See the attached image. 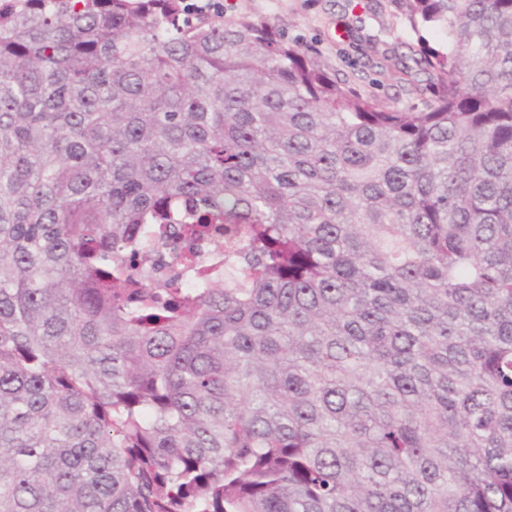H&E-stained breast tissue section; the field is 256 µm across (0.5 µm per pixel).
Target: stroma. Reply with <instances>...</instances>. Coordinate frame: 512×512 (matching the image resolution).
<instances>
[{
	"label": "stroma",
	"mask_w": 512,
	"mask_h": 512,
	"mask_svg": "<svg viewBox=\"0 0 512 512\" xmlns=\"http://www.w3.org/2000/svg\"><path fill=\"white\" fill-rule=\"evenodd\" d=\"M247 14L271 22L299 42L329 73L347 78L387 106H422L431 92L426 74L401 76L393 65L410 63L421 44L438 46L433 33L417 39L391 14L388 0H219L213 19ZM351 23L344 36L337 29Z\"/></svg>",
	"instance_id": "35a3bbf8"
}]
</instances>
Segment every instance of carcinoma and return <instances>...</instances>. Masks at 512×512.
<instances>
[{
  "mask_svg": "<svg viewBox=\"0 0 512 512\" xmlns=\"http://www.w3.org/2000/svg\"><path fill=\"white\" fill-rule=\"evenodd\" d=\"M390 2L422 109L0 0V512H512V0Z\"/></svg>",
  "mask_w": 512,
  "mask_h": 512,
  "instance_id": "carcinoma-1",
  "label": "carcinoma"
}]
</instances>
